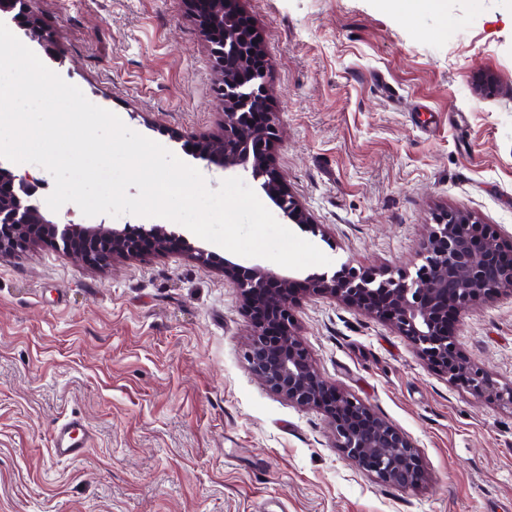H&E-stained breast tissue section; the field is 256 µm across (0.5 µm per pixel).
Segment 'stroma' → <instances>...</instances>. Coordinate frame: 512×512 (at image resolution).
Masks as SVG:
<instances>
[{
  "label": "stroma",
  "mask_w": 512,
  "mask_h": 512,
  "mask_svg": "<svg viewBox=\"0 0 512 512\" xmlns=\"http://www.w3.org/2000/svg\"><path fill=\"white\" fill-rule=\"evenodd\" d=\"M262 38L282 136L268 152L342 266L415 273L427 226L466 211L512 241V0H239ZM23 43L93 104L199 171L219 136L209 45L177 0H28ZM192 248L83 260L0 254V512H512V409L450 386L379 318L298 294L296 330L328 383L416 446L413 489L378 483L325 417L252 372L226 264ZM462 353L512 383V296L472 306ZM92 430L50 452L56 424ZM91 430L89 426L79 419H69L55 427L51 452L54 457L61 460H75L82 457L87 448L80 444L83 437L89 440Z\"/></svg>",
  "instance_id": "stroma-1"
}]
</instances>
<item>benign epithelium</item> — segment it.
<instances>
[{
    "label": "benign epithelium",
    "instance_id": "7a95c632",
    "mask_svg": "<svg viewBox=\"0 0 512 512\" xmlns=\"http://www.w3.org/2000/svg\"><path fill=\"white\" fill-rule=\"evenodd\" d=\"M24 0H0V11L35 40H43L37 18L17 9ZM206 38L216 81L221 84L224 134L197 142L193 155L224 169L251 167L267 177L264 190L294 224L308 226L309 214L290 194L281 175L268 168L260 152L280 137L275 112L257 125L251 112L269 102L267 66H258V32L242 33L232 26L245 18L236 0H179ZM0 249H22L44 240L60 242L85 260L141 256L165 252L173 241L186 242L178 232L161 224L139 227L138 235L107 229L102 224H61L47 217L35 198V184L0 166ZM484 238L473 245V236ZM501 250L488 225L458 209L443 210L430 225L424 264L415 276H390L380 281L366 272L344 266L329 275L311 274L306 293L329 296L381 318L404 336L413 351L448 383L473 396L512 408V385L499 384L492 375L468 360L455 339L448 337V307L463 313L474 302L502 293L512 294V263L496 264ZM245 308L265 307L270 327L252 322L246 352L253 372L275 394L301 408L315 409L329 421L341 448L359 467L389 486L415 487L423 466L415 446L392 426L376 417L362 402L326 384L313 368L309 354L293 329L292 293L295 280L259 265L226 268Z\"/></svg>",
    "mask_w": 512,
    "mask_h": 512
}]
</instances>
